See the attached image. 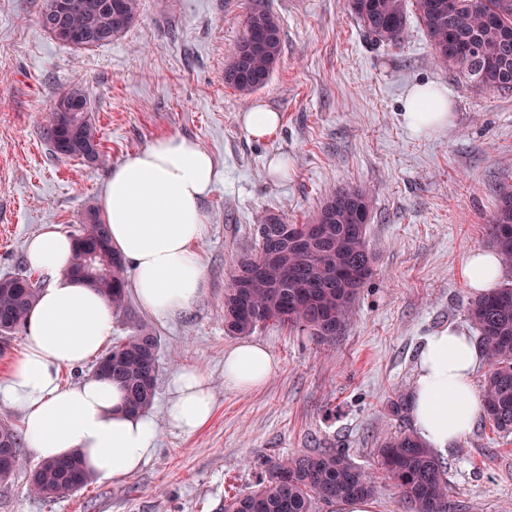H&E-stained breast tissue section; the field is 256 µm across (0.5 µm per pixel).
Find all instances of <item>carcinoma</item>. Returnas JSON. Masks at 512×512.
I'll list each match as a JSON object with an SVG mask.
<instances>
[{
    "label": "carcinoma",
    "instance_id": "carcinoma-1",
    "mask_svg": "<svg viewBox=\"0 0 512 512\" xmlns=\"http://www.w3.org/2000/svg\"><path fill=\"white\" fill-rule=\"evenodd\" d=\"M64 20L80 33L99 32V38L67 42L76 50H90L112 42L136 21L140 0H69ZM364 36L380 45L397 46L407 37L408 14L414 13L427 32L437 64L454 70L472 87L512 91V0H346ZM278 17L259 3L249 6L239 44L257 42L246 53L234 52L224 66V84L251 95L271 80L280 60L283 40ZM467 47L448 54V36ZM43 134L56 156L95 163L105 159L101 138L89 116V103L78 86L67 89L51 107ZM368 194L339 186L305 224H286L279 214L264 218L267 235L257 246L236 254L230 283L224 291V329L247 336L278 324L307 331L322 341L338 336L352 313L361 288L373 273L374 257L367 242V225L357 217L369 214ZM288 226V237L310 240L307 251L291 247L271 254L267 241ZM488 244L512 274V184L503 182L486 225ZM74 252L67 273L89 283L125 313V265L112 247L108 225L93 211L73 236ZM263 272L250 275L257 265ZM349 265L355 276L338 279L336 268ZM40 288L28 276L0 280V338L24 323ZM467 314L485 349L489 371L482 400L492 430L512 434V281L474 301ZM130 333L112 343L98 357L94 373L117 382L125 391L126 406L137 412L154 401L159 372L160 337L147 324L129 317ZM19 434L0 423V482L24 468ZM377 464L397 490L407 512H454L448 495L445 466L434 452L411 433L386 438L377 449ZM266 479L247 494L224 502V512H320L352 497H372L378 489L376 473L356 463L344 448H318L261 462ZM88 479L75 457L42 460L29 473V492L44 500L68 497Z\"/></svg>",
    "mask_w": 512,
    "mask_h": 512
}]
</instances>
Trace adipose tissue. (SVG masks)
Masks as SVG:
<instances>
[{
	"label": "adipose tissue",
	"instance_id": "obj_1",
	"mask_svg": "<svg viewBox=\"0 0 512 512\" xmlns=\"http://www.w3.org/2000/svg\"><path fill=\"white\" fill-rule=\"evenodd\" d=\"M218 172L196 141L165 135L114 165L101 209L112 245L132 271L131 288L148 314L166 319L190 310L204 287L197 245L206 223L202 204ZM74 241L56 225L29 238V266L50 278L25 320L26 342L12 362L0 396L22 412L26 447L41 459L80 454L100 482L130 476L152 457L162 429L191 435L215 410L211 379L182 365L171 376L162 418L130 412L115 382L88 375L63 384V369L95 358L112 334L111 303L68 277ZM503 267L496 252L474 250L463 269L472 295L487 294ZM483 353L464 328L448 325L424 336L416 357L409 414L416 436L443 452L473 428L483 412L474 373ZM279 361L264 344L244 339L224 353V383L238 391L266 385Z\"/></svg>",
	"mask_w": 512,
	"mask_h": 512
}]
</instances>
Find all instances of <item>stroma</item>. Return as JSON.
I'll return each instance as SVG.
<instances>
[{"label":"stroma","mask_w":512,"mask_h":512,"mask_svg":"<svg viewBox=\"0 0 512 512\" xmlns=\"http://www.w3.org/2000/svg\"><path fill=\"white\" fill-rule=\"evenodd\" d=\"M248 2L141 0L122 37L79 51L40 27L46 0H0V277L30 274L25 243L44 225L76 234L111 166L158 136L196 140L219 172L203 203L201 298L176 317L144 318L161 338L151 412L163 414L171 372L190 362L211 378V420L189 436L165 431L133 475L51 502L31 496L19 471L0 483V512H222L227 497L255 489L261 460L343 448L369 466L386 437L412 429L391 403L409 392L422 338L470 324L462 270L486 248L497 189L512 176V93L472 89L440 67L418 23L391 49L362 36L344 0H262L281 21L282 59L266 87L241 96L224 66ZM418 85L446 90V127L406 125ZM72 86L90 101L104 164L55 156L43 137ZM258 103L281 116L263 141L241 124ZM275 154L287 176L269 173ZM341 185L370 197L375 256L352 319L331 342L281 325L255 330L276 373L254 391L226 387L224 353L236 342L224 330L230 256L253 247L266 214L307 223ZM441 459L458 512H512V435L477 419Z\"/></svg>","instance_id":"obj_1"}]
</instances>
